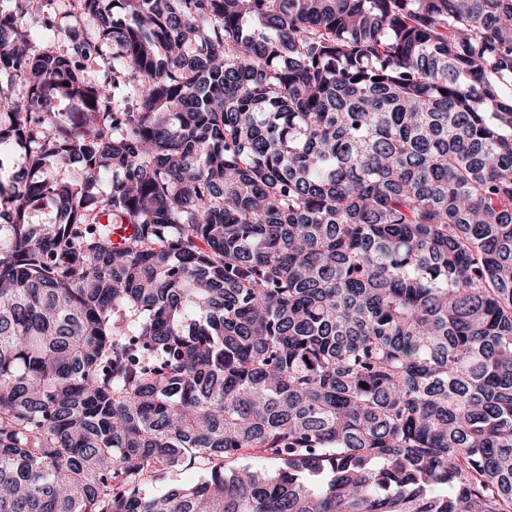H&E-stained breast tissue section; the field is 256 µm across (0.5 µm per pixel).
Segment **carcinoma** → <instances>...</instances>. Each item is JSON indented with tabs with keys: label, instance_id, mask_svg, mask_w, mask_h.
I'll use <instances>...</instances> for the list:
<instances>
[{
	"label": "carcinoma",
	"instance_id": "cac0c4a2",
	"mask_svg": "<svg viewBox=\"0 0 512 512\" xmlns=\"http://www.w3.org/2000/svg\"><path fill=\"white\" fill-rule=\"evenodd\" d=\"M52 2L0 0V512H512V0ZM203 468L205 466H198L197 468H190L185 471H179L174 476H166V477H157L145 481L142 485V491L145 495L148 496H162L164 495L171 483L172 479H178L183 483H192L200 478L203 472Z\"/></svg>",
	"mask_w": 512,
	"mask_h": 512
}]
</instances>
